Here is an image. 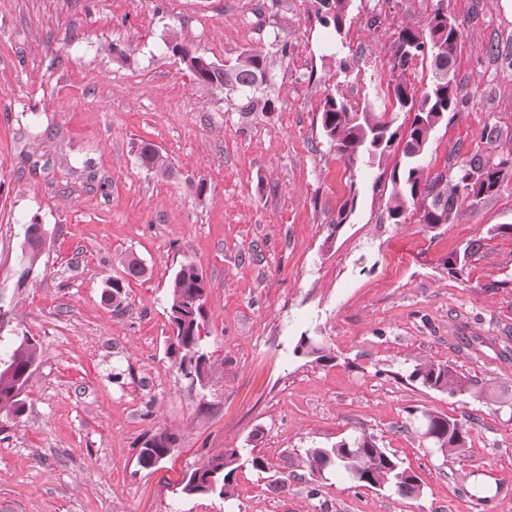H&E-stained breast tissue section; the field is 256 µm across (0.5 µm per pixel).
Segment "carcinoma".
<instances>
[{"mask_svg": "<svg viewBox=\"0 0 512 512\" xmlns=\"http://www.w3.org/2000/svg\"><path fill=\"white\" fill-rule=\"evenodd\" d=\"M352 0H319L324 8L321 23L341 32L346 24ZM436 0L424 27L406 26L393 42L390 71L393 75L391 98L395 114L387 117L371 110L358 112L332 94L321 104V127L325 138L339 156L350 165L364 158H382L395 146H402L403 161L395 164L390 179L392 192L387 201V220L399 224L405 220L410 207H418L419 223L426 228L446 224L465 202L479 203L496 193L506 174L512 172V157H473L458 167L453 177L436 173L424 175L421 161L429 147L433 129L459 107L454 81V61L461 31L448 9ZM173 50L181 56L186 69L195 79L238 100V111L248 115L257 109H267L270 100L261 86L267 76V59L257 50L241 54L235 63L216 64L207 57L187 49L178 39L171 41ZM430 59L432 79L421 95L411 88L406 73L418 59ZM398 112H409L413 119L407 133L396 126ZM140 165L158 175L167 176L171 170L168 156L155 146L143 143L138 149ZM481 247L474 240L463 255L452 256L445 262L448 273L462 275L468 258ZM127 284L114 278L107 285L105 299L118 308L122 305ZM207 281L197 264L182 263L168 283V310L170 322L177 328L170 354L180 363L191 361L200 351L205 328L204 302ZM296 352L314 356L318 361L330 359L326 350L308 337L300 339ZM39 355L37 344L29 337L16 343L5 369H0V412L17 415L22 409L21 394L28 384L31 370ZM410 379L422 386L450 395L472 391L473 380L446 363L424 362L415 366ZM421 438L442 455H460L465 452L468 431L457 420L437 414H423ZM175 436L160 432L148 439L138 456L143 467H152L171 452ZM312 474L328 469L345 472L360 486L389 487L403 497L420 494L421 480L387 449L381 447L375 436L362 433L331 448H308L305 451ZM263 469L264 461L249 456L239 448H226L213 455L193 470L182 485L186 496L213 495L225 500L234 497V473L244 464Z\"/></svg>", "mask_w": 512, "mask_h": 512, "instance_id": "1", "label": "carcinoma"}]
</instances>
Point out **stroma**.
Segmentation results:
<instances>
[{"instance_id": "35a3bbf8", "label": "stroma", "mask_w": 512, "mask_h": 512, "mask_svg": "<svg viewBox=\"0 0 512 512\" xmlns=\"http://www.w3.org/2000/svg\"><path fill=\"white\" fill-rule=\"evenodd\" d=\"M434 2L353 0L339 33L316 0H0V362L24 335L40 349L21 415L0 414V512H512V236L489 233L512 224V175L453 223L392 224L399 152L350 165L321 131L327 94L390 108L393 40ZM446 3L462 102L432 133V174L512 151V0ZM174 37L219 64L263 52L272 109L241 115L196 82ZM144 142L170 176L141 166ZM34 222L48 237L25 277ZM471 239L481 249L449 275ZM132 255L145 272L130 279ZM186 261L208 281L201 384L167 352V284ZM112 278L127 281L118 310ZM303 336L331 361L296 353ZM424 361L473 394L409 381ZM413 409L466 426V452L422 440ZM162 431L170 455L141 467ZM359 432L421 478L418 496L311 475L306 449ZM224 448L267 468L238 469L228 503L182 496ZM175 436L160 432L148 439L138 456V463L143 467H152L164 460L171 452Z\"/></svg>"}]
</instances>
